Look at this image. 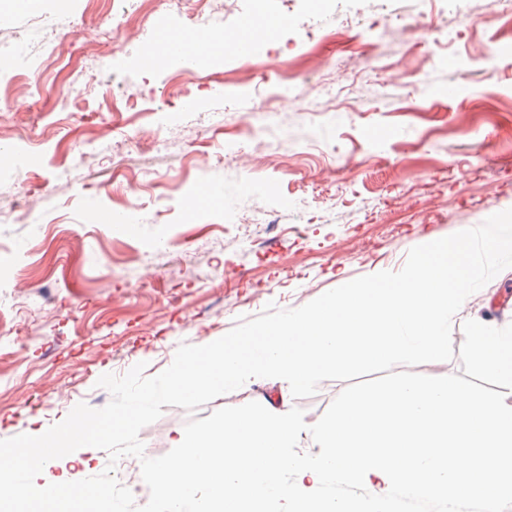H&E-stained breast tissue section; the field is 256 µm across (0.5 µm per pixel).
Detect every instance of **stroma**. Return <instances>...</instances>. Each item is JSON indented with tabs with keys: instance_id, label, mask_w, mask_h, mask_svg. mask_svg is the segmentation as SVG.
<instances>
[{
	"instance_id": "obj_1",
	"label": "stroma",
	"mask_w": 512,
	"mask_h": 512,
	"mask_svg": "<svg viewBox=\"0 0 512 512\" xmlns=\"http://www.w3.org/2000/svg\"><path fill=\"white\" fill-rule=\"evenodd\" d=\"M112 0H38L0 15L21 36L24 71L0 76V440L47 430L77 404L106 406L100 376L145 363L153 376L180 344L205 345L267 305L295 309L355 278L401 270L417 245L512 208V9L494 0H291L287 28L255 60L225 55L179 70L143 56L155 37L75 32ZM56 26L47 58L36 21ZM415 24V40L400 31ZM494 49L484 63L478 47ZM92 89L69 71L100 51ZM163 99L140 117L129 98ZM270 101L271 113L258 110ZM65 121L67 135L55 132ZM139 182V196L127 191ZM221 203L188 211L206 183ZM130 212L120 231L103 218ZM474 320L512 323V273L472 296ZM274 383L221 395L195 412L167 406L139 433L147 457L190 418L250 401Z\"/></svg>"
}]
</instances>
